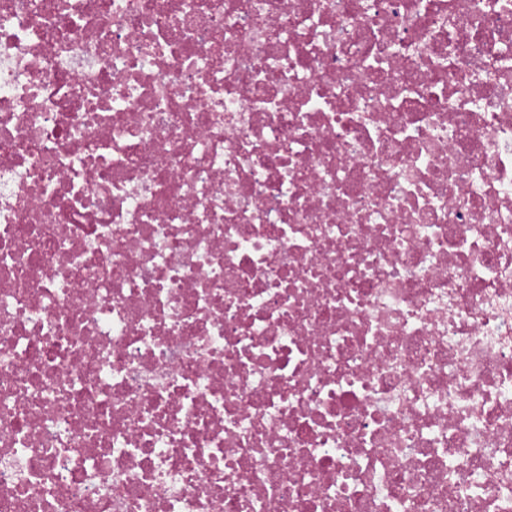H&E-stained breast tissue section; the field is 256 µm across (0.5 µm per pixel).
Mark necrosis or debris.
Returning <instances> with one entry per match:
<instances>
[{
  "label": "necrosis or debris",
  "mask_w": 512,
  "mask_h": 512,
  "mask_svg": "<svg viewBox=\"0 0 512 512\" xmlns=\"http://www.w3.org/2000/svg\"><path fill=\"white\" fill-rule=\"evenodd\" d=\"M0 512H512V0H0Z\"/></svg>",
  "instance_id": "4bbe7bcc"
}]
</instances>
